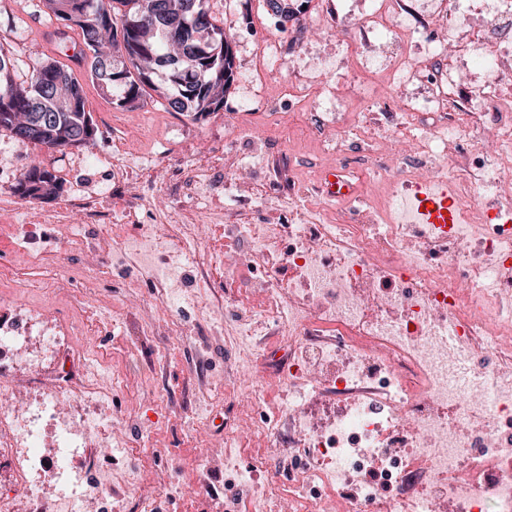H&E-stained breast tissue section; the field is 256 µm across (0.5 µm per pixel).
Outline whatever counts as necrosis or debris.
I'll use <instances>...</instances> for the list:
<instances>
[{
	"label": "necrosis or debris",
	"mask_w": 512,
	"mask_h": 512,
	"mask_svg": "<svg viewBox=\"0 0 512 512\" xmlns=\"http://www.w3.org/2000/svg\"><path fill=\"white\" fill-rule=\"evenodd\" d=\"M448 0V39L424 33L421 58H397L392 78L425 73L435 90L414 107L424 137L337 119L336 164L355 144L389 141L383 192L359 197L335 219L289 206L277 224H228L236 262L253 275L237 300L211 293L217 255L198 249L196 201L231 199L214 185L209 160L197 173L167 171L159 187L171 224L127 226L100 215L106 191L74 192L67 208L102 216L121 245L113 268L137 266L160 290L145 317L200 359L235 334L239 370L224 385V497L217 512H512V0ZM479 71L470 97L456 94L458 64ZM449 177L448 224H417L403 205L417 184ZM39 224L11 233L30 261L51 260L59 240ZM35 304L0 323V348L28 353ZM288 351L274 361L266 337ZM39 347L55 356L53 378L33 376L38 400L24 410L0 401V456L15 454L0 483V512H160L147 465L124 443L106 449L122 463L100 469L92 440L107 433L104 405L124 386L109 358L73 349L51 328ZM53 431L54 448L45 433ZM84 467H74L75 458ZM277 470L267 479L265 470ZM52 495H45V483Z\"/></svg>",
	"instance_id": "4bbe7bcc"
}]
</instances>
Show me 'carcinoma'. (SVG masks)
<instances>
[{
	"mask_svg": "<svg viewBox=\"0 0 512 512\" xmlns=\"http://www.w3.org/2000/svg\"><path fill=\"white\" fill-rule=\"evenodd\" d=\"M55 19L68 12L82 18L73 27L84 49L79 63L91 81L110 92L122 89L116 105L133 111L157 92L167 109L205 117L224 107V93L234 78V57L224 29L207 7L206 21H187L175 28L154 27L145 21L149 7L156 4L176 17L182 0H42ZM110 45L123 58L126 80L113 79L112 58L97 56V47ZM15 51L0 43V131L21 141L64 151L87 148L96 139L97 128L86 110L84 85L72 70L56 61H46L33 71L30 82L20 87L13 76ZM165 72L166 91L154 76ZM67 100L61 108L57 97ZM61 190L60 179L42 163L28 165L11 186L22 199H48Z\"/></svg>",
	"mask_w": 512,
	"mask_h": 512,
	"instance_id": "cac0c4a2",
	"label": "carcinoma"
}]
</instances>
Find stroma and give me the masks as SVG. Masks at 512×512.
I'll use <instances>...</instances> for the list:
<instances>
[{
  "mask_svg": "<svg viewBox=\"0 0 512 512\" xmlns=\"http://www.w3.org/2000/svg\"><path fill=\"white\" fill-rule=\"evenodd\" d=\"M211 13L224 29L234 56V80L224 95V106L205 118L168 111L160 97L146 99L133 111L111 104L120 88L103 92L96 83L86 81L88 108L97 125L94 146L52 151L20 141L0 132V196L10 195L11 185L34 161L54 168L63 181V195L75 186L91 189L108 177L104 167L95 165L98 156L111 154L115 134H123L124 144L134 155L164 152L168 163L186 168L190 151L201 153L233 147L242 153L259 151L263 161L254 168H242L235 177L257 183L259 189H272L280 204H287L288 188L296 185L310 192L318 207L335 211L341 201L327 199L320 191L326 172L334 161L324 155L327 141L336 137V107H343L350 123H358L368 106L363 94L371 89L380 111L389 115L392 125L403 122V105L425 100L430 85L424 81L391 83L385 69L358 83L352 74L351 59L342 56L348 45L359 44L392 63L396 46L392 40L360 29L366 0H308L298 20L281 23L266 5V0H207ZM54 17L44 12L41 0H28L17 7L16 0H0V43L17 48L18 72L26 74L46 59L69 64L68 46H50L36 36L38 29H55ZM279 40L280 63L271 70L260 65V54L270 36ZM338 63L335 75L324 76L326 61ZM306 85L308 109L325 120L319 132H311L302 121L288 120L295 111L289 84ZM250 102L249 111L239 109L241 99ZM59 198L22 199L12 220L0 217V267H7L31 290L26 302H44L34 322L41 331L62 320H69L74 344L88 345L107 353L115 370L127 375L130 389L117 395L109 405L113 422L134 446L143 447L160 461L162 481L160 502L163 512H206L198 497L185 489L186 479L202 455L197 440L182 424L190 413L200 375L223 382L238 362V353L224 345L214 346L207 362L195 361L191 354L169 356L162 334L141 331L138 312L155 307L158 290L152 281L138 279L136 270L127 275L109 273L89 284L75 277L87 264H93L112 249L110 239L102 238L96 249L69 242L59 244L55 256L57 280L50 297H43L40 286L47 277L44 268L30 263L19 251L10 233L11 223H25L27 215L60 205ZM136 287H124L125 279ZM80 292L87 306H111L117 324L98 335L84 336L82 324L73 319L68 305L72 292Z\"/></svg>",
  "mask_w": 512,
  "mask_h": 512,
  "instance_id": "35a3bbf8",
  "label": "stroma"
}]
</instances>
